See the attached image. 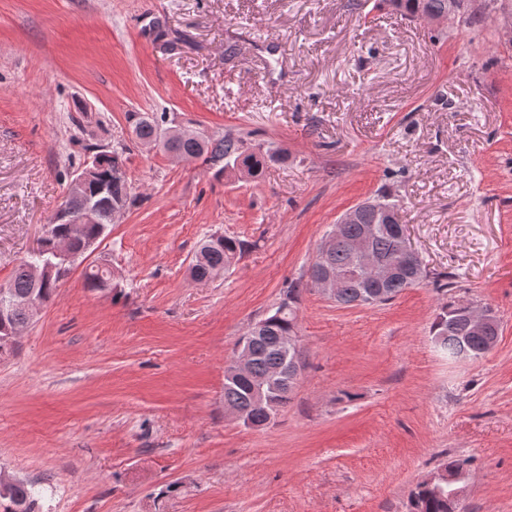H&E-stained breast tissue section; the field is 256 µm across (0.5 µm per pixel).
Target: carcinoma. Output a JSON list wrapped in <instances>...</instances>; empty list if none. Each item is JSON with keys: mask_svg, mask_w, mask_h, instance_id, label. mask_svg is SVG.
Returning <instances> with one entry per match:
<instances>
[{"mask_svg": "<svg viewBox=\"0 0 512 512\" xmlns=\"http://www.w3.org/2000/svg\"><path fill=\"white\" fill-rule=\"evenodd\" d=\"M393 10L412 19H428L448 12V0H389ZM133 132L142 142H154L163 151L182 161L201 159L224 169H237L251 178L262 175L267 164L275 160V154L250 150L244 141L231 133L221 136L189 135L167 141L165 130L153 116L132 113ZM102 164L99 183L78 196L67 197L60 210L48 221L51 237L42 240L41 248L32 251L15 267L8 287L19 297L32 289L28 269L31 265L45 262L52 257L53 239L64 236L69 226L77 223L86 212L91 220L84 225L85 235L100 239L109 226L114 224L113 215L122 213L132 199L131 184L125 170L123 153L98 150L95 153ZM400 224L397 205L374 199L362 207L358 222L345 225L342 238L336 240L326 253H318L309 266L310 272L291 283L286 298L274 312L258 321L260 329L251 344V377L240 380L224 379V407L238 410L244 416L243 423L250 428L267 426V405L254 399L253 388L282 374L288 360L303 356L301 347L288 349V337L299 335L296 302L305 290L314 288L313 272H331L337 275L339 301L344 305L359 300L363 305L385 304L407 288L417 286L405 271L394 277L375 282L369 271L360 265L359 258L351 251L349 241L361 236L372 225L375 233L369 242V250L378 260L395 261L399 257V241L394 226ZM244 250V243L222 235H211L199 241L190 266V276L196 282H207L228 270ZM467 303L450 301L441 307L431 325L430 333L440 338L441 350L449 357L461 351L467 357L479 359L496 346V336H475L470 333L464 314ZM453 484H443L438 491L419 483L409 494V512H460V502L451 496ZM41 494L38 484L22 480L10 487L7 494L0 493V512H35Z\"/></svg>", "mask_w": 512, "mask_h": 512, "instance_id": "carcinoma-1", "label": "carcinoma"}]
</instances>
